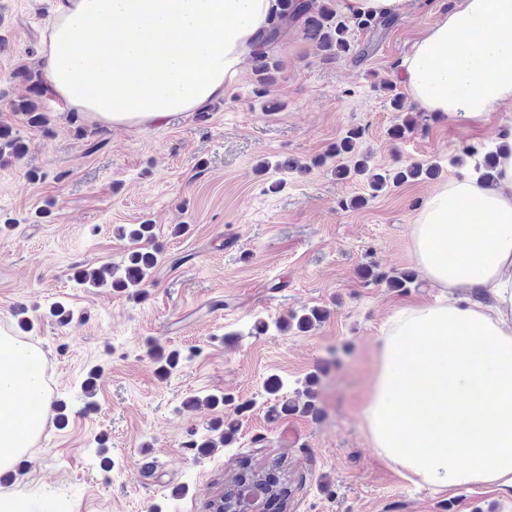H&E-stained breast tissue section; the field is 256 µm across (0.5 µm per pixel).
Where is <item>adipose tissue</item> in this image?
Listing matches in <instances>:
<instances>
[{
    "label": "adipose tissue",
    "instance_id": "1",
    "mask_svg": "<svg viewBox=\"0 0 512 512\" xmlns=\"http://www.w3.org/2000/svg\"><path fill=\"white\" fill-rule=\"evenodd\" d=\"M277 0H55L45 92L106 125L161 124L224 94ZM426 112L482 117L512 99V0H458L400 65ZM414 259L449 299L397 308L361 414L378 454L438 489H512V153L496 183L456 178L422 203ZM36 350L0 336V470L37 441L19 411Z\"/></svg>",
    "mask_w": 512,
    "mask_h": 512
}]
</instances>
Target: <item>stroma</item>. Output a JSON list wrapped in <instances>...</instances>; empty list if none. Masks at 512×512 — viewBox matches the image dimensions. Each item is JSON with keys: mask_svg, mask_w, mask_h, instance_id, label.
<instances>
[{"mask_svg": "<svg viewBox=\"0 0 512 512\" xmlns=\"http://www.w3.org/2000/svg\"><path fill=\"white\" fill-rule=\"evenodd\" d=\"M456 2L409 0L374 42L353 31L369 50L358 58H324L289 27L273 50L276 111L255 97L246 66L222 97L163 124L106 126L46 98L38 131L9 103L26 94L15 72L40 67L53 0H0V125L25 146L0 161V330L37 348L50 402L0 495L35 503L47 487L74 512H209L239 474L277 462L288 497L263 512H512V495L494 486L413 482L373 448L360 414L387 320L439 296L425 278L398 291L362 269H415L410 227L424 198L471 174L466 147L512 130V101L479 120L436 117L400 78L414 41ZM351 128L378 170L435 163L438 174L377 195L363 177L339 179L352 159L332 148ZM265 159L306 169L271 193L256 171ZM147 220L156 237L143 248L166 260L142 297L76 281L78 270L120 264V227ZM177 224L188 230L175 237ZM58 304L63 314L51 315ZM312 307L328 312L314 328L276 329ZM260 318L267 332L255 331ZM173 350L180 363L160 377L157 356ZM211 394L230 402L185 405ZM286 401L316 411L285 414ZM223 414L237 418L233 444L192 448Z\"/></svg>", "mask_w": 512, "mask_h": 512, "instance_id": "35a3bbf8", "label": "stroma"}]
</instances>
